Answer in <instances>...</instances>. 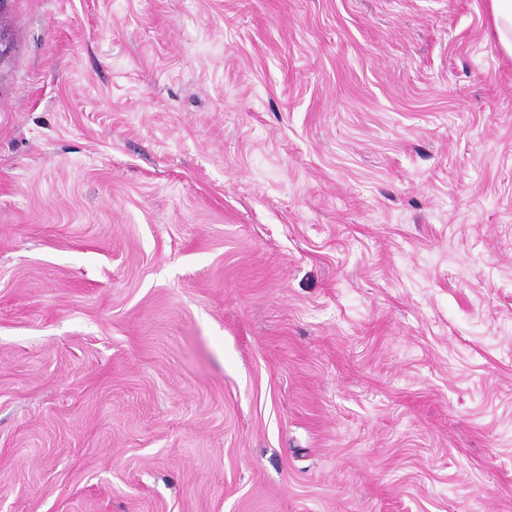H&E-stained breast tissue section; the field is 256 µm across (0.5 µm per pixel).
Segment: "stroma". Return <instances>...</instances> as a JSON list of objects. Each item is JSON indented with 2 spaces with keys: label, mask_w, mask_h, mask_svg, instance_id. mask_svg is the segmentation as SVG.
Masks as SVG:
<instances>
[{
  "label": "stroma",
  "mask_w": 512,
  "mask_h": 512,
  "mask_svg": "<svg viewBox=\"0 0 512 512\" xmlns=\"http://www.w3.org/2000/svg\"><path fill=\"white\" fill-rule=\"evenodd\" d=\"M0 27V512H512L489 0Z\"/></svg>",
  "instance_id": "35a3bbf8"
}]
</instances>
